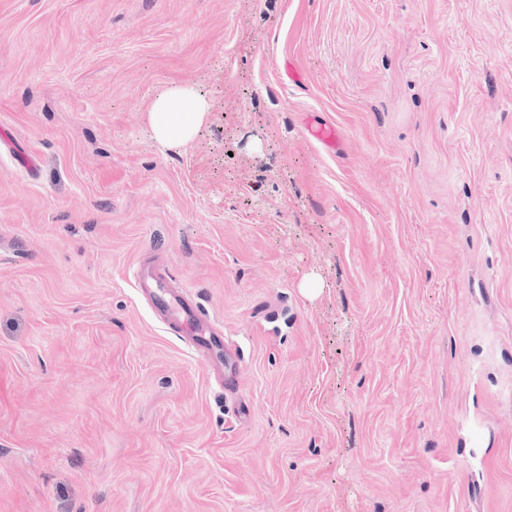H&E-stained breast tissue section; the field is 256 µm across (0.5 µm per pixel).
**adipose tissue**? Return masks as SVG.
Wrapping results in <instances>:
<instances>
[{"mask_svg": "<svg viewBox=\"0 0 512 512\" xmlns=\"http://www.w3.org/2000/svg\"><path fill=\"white\" fill-rule=\"evenodd\" d=\"M209 110L207 100L188 84L176 85L159 94L148 113L155 140L164 146L191 140Z\"/></svg>", "mask_w": 512, "mask_h": 512, "instance_id": "adipose-tissue-1", "label": "adipose tissue"}]
</instances>
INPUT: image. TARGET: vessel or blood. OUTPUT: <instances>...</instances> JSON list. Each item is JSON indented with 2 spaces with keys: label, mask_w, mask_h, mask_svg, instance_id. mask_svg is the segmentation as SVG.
<instances>
[{
  "label": "vessel or blood",
  "mask_w": 512,
  "mask_h": 512,
  "mask_svg": "<svg viewBox=\"0 0 512 512\" xmlns=\"http://www.w3.org/2000/svg\"><path fill=\"white\" fill-rule=\"evenodd\" d=\"M307 136L329 150L340 146L336 128L327 123H309ZM135 284L147 298L157 317L174 333L190 339L201 361L214 372L226 394L239 390L235 359L237 353L224 343V330L203 314L197 299L187 290L173 287L165 274L150 258H143L135 270Z\"/></svg>",
  "instance_id": "b4317fda"
}]
</instances>
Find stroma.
Segmentation results:
<instances>
[{"label":"stroma","mask_w":512,"mask_h":512,"mask_svg":"<svg viewBox=\"0 0 512 512\" xmlns=\"http://www.w3.org/2000/svg\"><path fill=\"white\" fill-rule=\"evenodd\" d=\"M1 127L0 512H512V0H0ZM208 111L207 100L193 85L168 88L151 102L148 109L155 140L163 146L191 140ZM306 135L325 146L331 151H336L340 146V137L336 128L328 123H305ZM134 279L136 288L142 291L168 329L178 336H189L190 346L213 370L224 393L236 394L239 390L235 365L238 356L235 349L224 344L223 327L203 314L200 303L186 289L174 288L150 258L140 260ZM221 350L223 359L219 354Z\"/></svg>","instance_id":"1"}]
</instances>
